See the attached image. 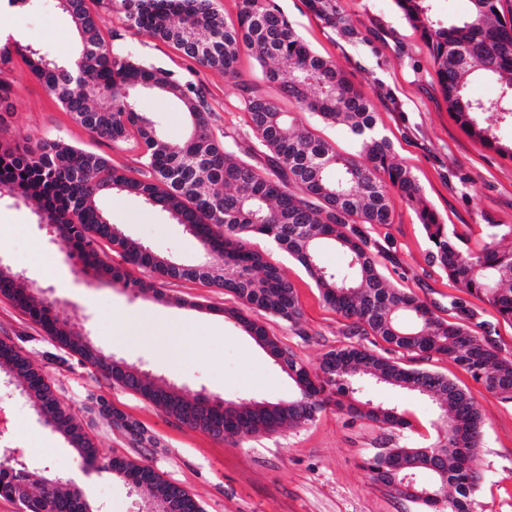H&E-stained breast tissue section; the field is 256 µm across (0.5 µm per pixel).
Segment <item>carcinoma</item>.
Instances as JSON below:
<instances>
[{
	"label": "carcinoma",
	"instance_id": "carcinoma-1",
	"mask_svg": "<svg viewBox=\"0 0 512 512\" xmlns=\"http://www.w3.org/2000/svg\"><path fill=\"white\" fill-rule=\"evenodd\" d=\"M89 2L58 0L80 38L74 60L57 62L30 46L24 57L35 77L93 136L137 141L142 149L138 176L56 139L0 142V191L35 202L40 223L64 245L68 257L110 287L159 296L162 282L185 279L235 295L243 308L227 314L270 357L283 359L295 393L285 401L231 402L227 408L199 394L188 398L171 385H158L134 364L114 362L67 314L28 287L19 273L2 266L0 296L79 364L101 371L177 422L221 440L301 427L330 405L353 421L410 429L411 422L397 407L364 397L368 380L431 397L443 418L436 438L409 445L394 443L389 435L363 468L372 481L417 506L441 503L444 512H470L480 481L476 460L484 419L479 404L447 376L407 367L363 340L379 337L424 358H448L493 397L511 404L512 355L502 353L493 339L494 327L464 298L450 302V321L407 290L392 287L381 271L382 252L371 244L364 227L390 223L393 196H399L416 210L431 244L432 262L463 293L485 299L512 323V247L502 246L512 240V225L488 224L482 247L464 248L461 235L441 223L427 204L412 171L395 160L390 141L378 129L373 102L335 63L309 48L277 0H238L231 21L213 0H115V7L129 27L175 44L195 63L226 76L236 75L239 56L249 52L283 98L326 124H346L358 152L337 150L285 111L280 100L255 95L243 99L249 118L244 135L231 137L229 143L217 139L203 89L162 68L112 54L103 37L105 18ZM306 2L330 30L345 37L359 35L340 0ZM396 3L421 30L448 108L471 135L512 159V144L498 136V127L512 123V17L501 15L500 0H470V13L453 24L439 17L435 0ZM476 79L498 83L497 98L484 102L470 96L469 85ZM144 92L165 96L187 113L189 133L181 143H170L160 124L139 110L137 98ZM100 98L109 99L110 105L95 107ZM258 148L266 155L262 168L249 161ZM114 192L137 196L182 224L208 254L205 266L179 264L128 239L97 206L101 197ZM254 238L299 262L325 302L349 320L345 335L351 342L325 352L315 367L266 330L264 319L296 325L301 311L293 284L251 247ZM323 245L340 253L339 265L319 263ZM110 251L143 276L112 265L106 260ZM0 375L88 468L123 476L158 512H167L173 498L179 512H203L194 495L163 479L152 465L116 456L103 460L94 437L61 405L49 378L22 347L0 342ZM99 413L111 418L132 445L152 442L144 426L119 408L101 400ZM0 497L18 502L22 512H93L84 491L74 484L59 477L45 482L40 474L30 476L24 466L0 467Z\"/></svg>",
	"mask_w": 512,
	"mask_h": 512
}]
</instances>
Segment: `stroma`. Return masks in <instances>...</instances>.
<instances>
[{
    "mask_svg": "<svg viewBox=\"0 0 512 512\" xmlns=\"http://www.w3.org/2000/svg\"><path fill=\"white\" fill-rule=\"evenodd\" d=\"M293 27L320 56L336 63L351 84L377 108L378 126L397 158L408 166L443 223L452 225L472 250L483 244L487 224L512 225V161L469 135L449 110L433 60L418 29L395 0H341L362 33L350 40L330 29L308 8L306 0H279ZM97 10L106 20L105 38L114 51L160 67L183 81L201 86L213 108L216 138L245 130L248 115L243 94L277 96L249 54H242L238 76L201 67L174 44L148 32L128 28L121 14L104 0ZM74 23L58 0H32L22 13H0V32L19 37L64 61L76 56ZM0 82L12 90L14 110L0 121V141L47 137L107 157L113 167L137 168L141 149L135 141L112 142L92 135L36 79L20 55L0 66ZM141 111L161 117L170 141L185 136L186 115L169 98L142 95ZM100 208L132 240L153 253L185 265L197 264L199 242L166 213L141 198L123 193L102 197ZM377 248L387 251L382 272L394 287L404 288L448 317L449 303L460 291L447 273L433 264L430 243L414 211L394 199L392 220L367 227ZM256 249L279 268L297 293L302 317L292 326L267 318L266 329L281 345L309 365L326 351L346 343L345 320L325 303L304 268L287 253L262 239ZM0 263L22 273L48 300L67 313L106 354L139 366L176 385L186 396L206 392L226 401L288 399L295 387L287 373L234 320V295L199 281L171 279L160 295H135L77 273L66 251L39 224L34 206L0 195ZM132 319L137 340L122 336L118 323ZM177 320L193 329L187 341L155 331L156 323ZM16 338L29 358L54 384L62 404L72 408L94 436L102 458L124 456L152 464L165 480L194 495L205 512H430L399 498L369 479L362 468L375 453L385 428L367 420L350 421L328 408L299 428L237 442L218 440L168 417L142 397L113 385L94 368L76 360L51 363L57 346L38 325L0 297V337ZM184 344L175 360L169 350ZM399 361L422 366L455 381L484 410L483 445L478 457L481 479L472 496V512H512V405L499 402L460 367L446 358L418 359L398 352ZM367 398L398 406L414 425L413 433L433 434L438 426L434 405L405 390L374 383ZM139 421L152 436L146 448L132 447L123 432L98 412L97 398ZM0 414L14 424L17 446L29 469H44L71 479L83 463L63 438L46 428L27 405L0 399ZM88 497L99 512H141L142 496L120 475L90 473Z\"/></svg>",
    "mask_w": 512,
    "mask_h": 512,
    "instance_id": "1",
    "label": "stroma"
}]
</instances>
